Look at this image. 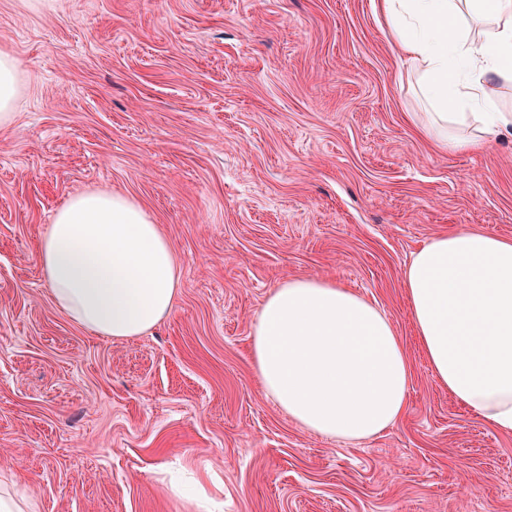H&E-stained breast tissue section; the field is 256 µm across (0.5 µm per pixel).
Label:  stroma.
<instances>
[{
  "label": "stroma",
  "instance_id": "35a3bbf8",
  "mask_svg": "<svg viewBox=\"0 0 512 512\" xmlns=\"http://www.w3.org/2000/svg\"><path fill=\"white\" fill-rule=\"evenodd\" d=\"M21 93L0 127V472L38 512H512V432L429 368L413 253L512 238V135L436 149L372 0H0ZM126 194L181 287L149 333L95 336L53 304L38 242L75 193ZM376 304L411 366L383 434L328 439L261 389L251 333L288 277Z\"/></svg>",
  "mask_w": 512,
  "mask_h": 512
}]
</instances>
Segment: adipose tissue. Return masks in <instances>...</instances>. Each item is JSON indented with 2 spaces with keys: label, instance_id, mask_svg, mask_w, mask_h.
<instances>
[{
  "label": "adipose tissue",
  "instance_id": "adipose-tissue-1",
  "mask_svg": "<svg viewBox=\"0 0 512 512\" xmlns=\"http://www.w3.org/2000/svg\"><path fill=\"white\" fill-rule=\"evenodd\" d=\"M409 60L439 148L475 151L512 125L492 78H512V0H377ZM54 304L97 336H140L173 310L180 267L160 226L131 197L74 194L38 244ZM413 327L442 386L469 412L512 432V238L458 230L403 273ZM263 391L295 422L332 439L378 436L404 413L410 366L372 302L329 278L290 277L252 330Z\"/></svg>",
  "mask_w": 512,
  "mask_h": 512
}]
</instances>
